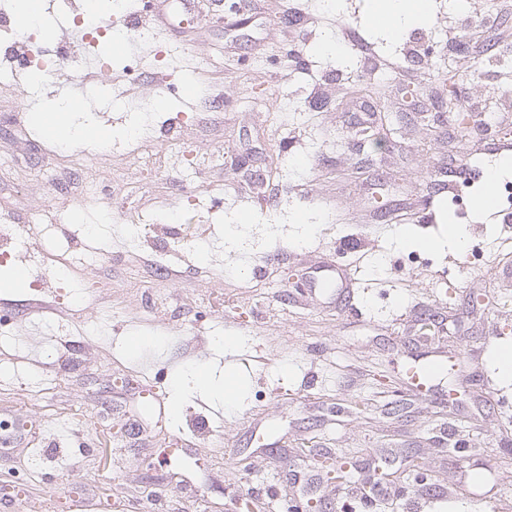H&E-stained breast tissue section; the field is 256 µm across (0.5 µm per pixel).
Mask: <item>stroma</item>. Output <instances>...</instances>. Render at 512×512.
<instances>
[{"label": "stroma", "instance_id": "35a3bbf8", "mask_svg": "<svg viewBox=\"0 0 512 512\" xmlns=\"http://www.w3.org/2000/svg\"><path fill=\"white\" fill-rule=\"evenodd\" d=\"M493 2L427 0L430 22L392 39L375 0H258L164 34L140 0H46L69 58L36 96L0 55V225L20 258L53 213L96 260L48 259L0 289V512H337L390 448L394 501L365 512H512V204L473 208L512 140V7ZM108 24L134 69L98 77L76 120L115 136L104 158L78 143L65 175L31 114L69 96L80 39ZM449 79L465 135L439 109ZM128 210L145 225L134 253ZM242 218L237 250L224 227ZM182 223L191 236L168 243ZM452 224L462 247L400 243ZM327 265L350 274L353 312L307 290ZM441 357L434 388H414L408 362ZM228 363L238 408L187 390L172 416L180 375Z\"/></svg>", "mask_w": 512, "mask_h": 512}]
</instances>
